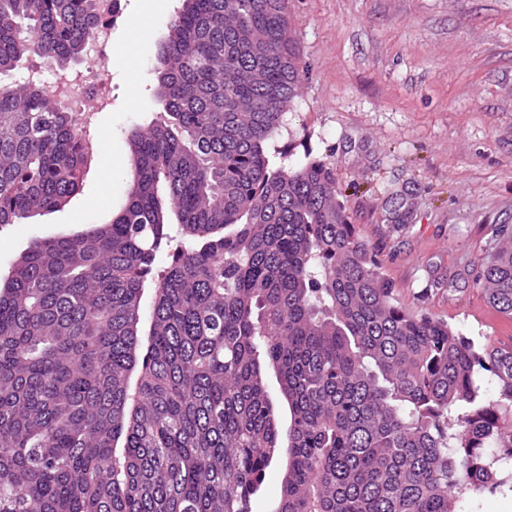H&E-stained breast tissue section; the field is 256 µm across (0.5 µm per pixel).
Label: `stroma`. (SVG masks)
<instances>
[{
  "label": "stroma",
  "mask_w": 512,
  "mask_h": 512,
  "mask_svg": "<svg viewBox=\"0 0 512 512\" xmlns=\"http://www.w3.org/2000/svg\"><path fill=\"white\" fill-rule=\"evenodd\" d=\"M121 0L99 70L109 106L94 125L112 155L92 158L61 209L0 228V280L33 238L108 222L125 198L129 131L159 106L153 67L182 0ZM147 33L130 37L140 11ZM299 95L274 138L295 164L331 163L340 200L397 303L468 336L512 337L475 278L512 225V0H288Z\"/></svg>",
  "instance_id": "1"
}]
</instances>
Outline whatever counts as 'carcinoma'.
<instances>
[{"label": "carcinoma", "instance_id": "obj_1", "mask_svg": "<svg viewBox=\"0 0 512 512\" xmlns=\"http://www.w3.org/2000/svg\"><path fill=\"white\" fill-rule=\"evenodd\" d=\"M97 23L0 0V75ZM298 82L286 0H183L125 202L0 283V512H251L280 459L271 512H465L512 477V351L396 302L330 163H271ZM89 156L46 87L0 88V227L65 206ZM476 284L512 316L511 246Z\"/></svg>", "mask_w": 512, "mask_h": 512}]
</instances>
